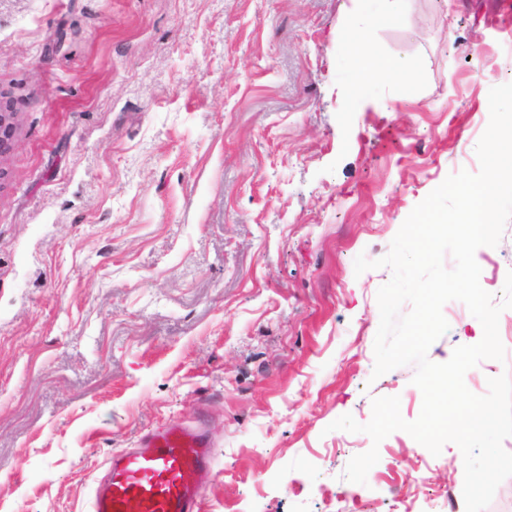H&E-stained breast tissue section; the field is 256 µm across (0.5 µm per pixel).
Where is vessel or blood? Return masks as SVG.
<instances>
[{"instance_id":"vessel-or-blood-1","label":"vessel or blood","mask_w":512,"mask_h":512,"mask_svg":"<svg viewBox=\"0 0 512 512\" xmlns=\"http://www.w3.org/2000/svg\"><path fill=\"white\" fill-rule=\"evenodd\" d=\"M213 467L204 423L170 424L110 460L91 512H202L198 489Z\"/></svg>"}]
</instances>
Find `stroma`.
I'll use <instances>...</instances> for the list:
<instances>
[{
    "label": "stroma",
    "mask_w": 512,
    "mask_h": 512,
    "mask_svg": "<svg viewBox=\"0 0 512 512\" xmlns=\"http://www.w3.org/2000/svg\"><path fill=\"white\" fill-rule=\"evenodd\" d=\"M355 0H0V512H88L112 453L209 409L204 512H465L462 453L417 460L328 426L372 401L417 419L414 366L374 376L377 260L449 175L478 172L492 87L512 83L506 0H406L365 35L419 59L351 99ZM501 302L512 221L480 247ZM428 357L483 336L447 302ZM503 361L465 375L512 377ZM291 482L282 491V482Z\"/></svg>",
    "instance_id": "stroma-1"
}]
</instances>
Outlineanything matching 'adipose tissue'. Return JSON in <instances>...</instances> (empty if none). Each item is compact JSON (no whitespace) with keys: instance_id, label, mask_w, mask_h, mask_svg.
Wrapping results in <instances>:
<instances>
[{"instance_id":"adipose-tissue-1","label":"adipose tissue","mask_w":512,"mask_h":512,"mask_svg":"<svg viewBox=\"0 0 512 512\" xmlns=\"http://www.w3.org/2000/svg\"><path fill=\"white\" fill-rule=\"evenodd\" d=\"M405 0H357L356 9L348 21L350 35L342 47V59L349 72L348 84L354 96L369 91L378 78L403 83L407 73H418L423 68L421 60L395 62L384 56L375 46L362 44L360 35L367 33L380 16L400 18Z\"/></svg>"}]
</instances>
